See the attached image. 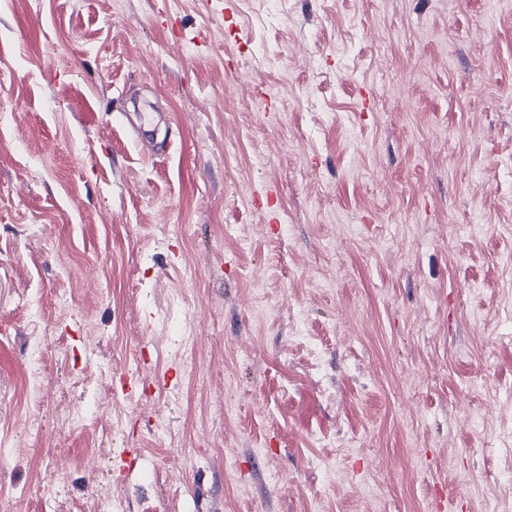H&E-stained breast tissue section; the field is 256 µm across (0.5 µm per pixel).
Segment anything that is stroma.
I'll use <instances>...</instances> for the list:
<instances>
[{"label": "stroma", "mask_w": 512, "mask_h": 512, "mask_svg": "<svg viewBox=\"0 0 512 512\" xmlns=\"http://www.w3.org/2000/svg\"><path fill=\"white\" fill-rule=\"evenodd\" d=\"M489 2L0 0V512H512Z\"/></svg>", "instance_id": "35a3bbf8"}]
</instances>
